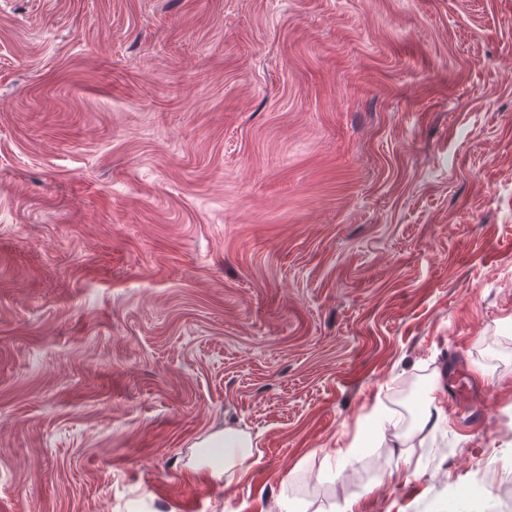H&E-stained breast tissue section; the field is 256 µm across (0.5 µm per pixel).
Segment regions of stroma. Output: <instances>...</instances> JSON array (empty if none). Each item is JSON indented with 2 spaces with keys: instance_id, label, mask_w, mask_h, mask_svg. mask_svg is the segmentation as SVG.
Instances as JSON below:
<instances>
[{
  "instance_id": "35a3bbf8",
  "label": "stroma",
  "mask_w": 512,
  "mask_h": 512,
  "mask_svg": "<svg viewBox=\"0 0 512 512\" xmlns=\"http://www.w3.org/2000/svg\"><path fill=\"white\" fill-rule=\"evenodd\" d=\"M284 494L512 512V0H0V512ZM437 389L434 385L425 394L415 419V424L412 427L400 429L386 413V407L380 400L374 408V413L379 417L381 425L387 424L391 427L394 440L399 444H404L412 434L425 430H435L445 422L444 411L437 400ZM208 444L210 448L224 447V478L228 483L244 469L256 449V443L249 433L232 428L224 429V435L213 436Z\"/></svg>"
}]
</instances>
